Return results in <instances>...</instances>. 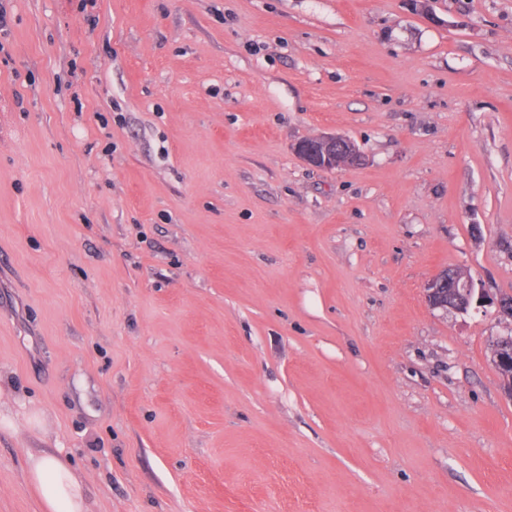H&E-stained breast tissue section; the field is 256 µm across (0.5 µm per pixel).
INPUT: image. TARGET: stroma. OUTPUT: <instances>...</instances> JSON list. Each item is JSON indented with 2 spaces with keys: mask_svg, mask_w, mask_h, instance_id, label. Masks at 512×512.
Masks as SVG:
<instances>
[{
  "mask_svg": "<svg viewBox=\"0 0 512 512\" xmlns=\"http://www.w3.org/2000/svg\"><path fill=\"white\" fill-rule=\"evenodd\" d=\"M0 8V512H512V0ZM296 153L311 167L335 170L354 166L363 160L355 144L340 134H323L300 140ZM425 298L434 309L460 313L468 312L474 305L476 308L494 306L497 314L512 324V295H486L483 290H476L469 277L461 279L454 268L442 270L427 282ZM511 358V361H510ZM489 362L499 376L505 396L512 401V336H498L489 347ZM28 475L49 512H84L79 481L60 458L49 454L30 456Z\"/></svg>",
  "mask_w": 512,
  "mask_h": 512,
  "instance_id": "1",
  "label": "stroma"
}]
</instances>
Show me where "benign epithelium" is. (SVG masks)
<instances>
[{
  "label": "benign epithelium",
  "instance_id": "7a95c632",
  "mask_svg": "<svg viewBox=\"0 0 512 512\" xmlns=\"http://www.w3.org/2000/svg\"><path fill=\"white\" fill-rule=\"evenodd\" d=\"M296 153L311 167L335 170L354 166L363 160L355 144L340 134H323L303 139L295 145ZM425 298L434 309L453 310L466 313L472 307L485 305L496 308L497 314L512 323V297H495L475 288L468 277H459L456 269H444L425 285ZM489 362L499 376L505 396L512 401V336H499L489 347Z\"/></svg>",
  "mask_w": 512,
  "mask_h": 512
}]
</instances>
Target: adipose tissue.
Instances as JSON below:
<instances>
[{
	"label": "adipose tissue",
	"mask_w": 512,
	"mask_h": 512,
	"mask_svg": "<svg viewBox=\"0 0 512 512\" xmlns=\"http://www.w3.org/2000/svg\"><path fill=\"white\" fill-rule=\"evenodd\" d=\"M28 475L48 512H83L79 481L60 458L49 454L31 456Z\"/></svg>",
	"instance_id": "1"
}]
</instances>
